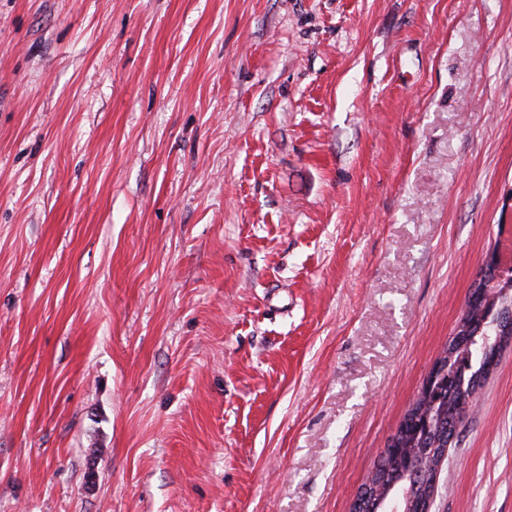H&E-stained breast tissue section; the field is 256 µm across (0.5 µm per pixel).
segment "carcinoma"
<instances>
[{
  "mask_svg": "<svg viewBox=\"0 0 512 512\" xmlns=\"http://www.w3.org/2000/svg\"><path fill=\"white\" fill-rule=\"evenodd\" d=\"M480 287L487 290L489 297H497L498 303L512 306V274L504 278L492 275ZM488 304L487 300L467 301L455 330L461 343L454 351L443 349L439 357L442 373L435 380L431 399L417 398L406 411L404 420L409 425L403 456L396 460L390 455L380 461L375 477L378 482L393 480L397 462L418 475L419 487L413 492L411 512H426L428 501L432 500L436 466L448 448V437L462 422L461 400L472 397L490 372L502 350L498 339L506 336L512 340V325L486 318Z\"/></svg>",
  "mask_w": 512,
  "mask_h": 512,
  "instance_id": "1",
  "label": "carcinoma"
}]
</instances>
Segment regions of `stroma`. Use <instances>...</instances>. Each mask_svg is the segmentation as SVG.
Segmentation results:
<instances>
[{
  "label": "stroma",
  "instance_id": "1",
  "mask_svg": "<svg viewBox=\"0 0 512 512\" xmlns=\"http://www.w3.org/2000/svg\"><path fill=\"white\" fill-rule=\"evenodd\" d=\"M507 230L512 0H0V512H350Z\"/></svg>",
  "mask_w": 512,
  "mask_h": 512
}]
</instances>
